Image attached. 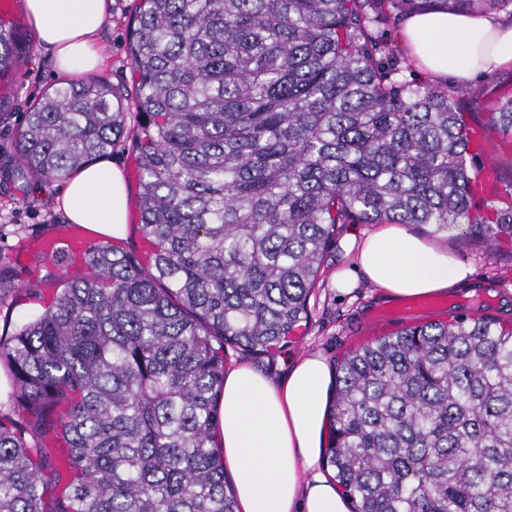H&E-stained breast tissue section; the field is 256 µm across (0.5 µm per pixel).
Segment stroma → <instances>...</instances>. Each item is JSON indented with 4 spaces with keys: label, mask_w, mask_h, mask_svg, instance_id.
Segmentation results:
<instances>
[{
    "label": "stroma",
    "mask_w": 512,
    "mask_h": 512,
    "mask_svg": "<svg viewBox=\"0 0 512 512\" xmlns=\"http://www.w3.org/2000/svg\"><path fill=\"white\" fill-rule=\"evenodd\" d=\"M134 8V0H112V16L97 39L103 64L93 69L92 74L119 88L124 96L126 130L109 157L122 168L130 191L135 194L139 187L132 138L138 118L128 57V32ZM17 32L20 60L7 76V92H0V224H24L28 230L0 239V263L9 267L15 282L22 285L21 290L0 299V326L32 320L50 300L55 281L79 276L85 271L83 261L71 254L55 258L39 249L41 241L61 236L68 226L56 205L64 183L60 180L44 182L21 169L17 142L26 112L44 93L58 86L60 79L55 76L51 61L28 22H21ZM462 91V106L468 114L469 125L487 126L492 112L512 97V67L485 79L473 80L463 86ZM371 230L368 224L337 225L310 296L309 320L297 336L270 356L246 355L226 347L225 366L247 363L277 381L287 375L295 357L318 353L334 364L375 338L426 322L425 314L403 312L402 301L383 298L379 290L366 281H358L348 293L336 289L332 281L334 273L349 264L342 249L344 237ZM434 244L468 262L474 269L468 285L456 288L453 295L433 299L439 319H447L449 311L469 313L481 305L487 314L512 320V245L489 256L479 244L456 235L435 239Z\"/></svg>",
    "instance_id": "1"
}]
</instances>
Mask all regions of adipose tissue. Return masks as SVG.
<instances>
[{
    "mask_svg": "<svg viewBox=\"0 0 512 512\" xmlns=\"http://www.w3.org/2000/svg\"><path fill=\"white\" fill-rule=\"evenodd\" d=\"M112 0H23L40 47L57 75L90 71L101 63L96 35ZM410 55L424 72L470 82L512 65V26L492 14L436 9L410 15L401 29ZM60 205L70 223L104 238L128 234V188L120 167L98 160L71 172ZM351 267L336 271L340 290L358 277L386 298L448 294L474 273L401 224H387L344 243ZM334 369L318 354L295 359L287 377L273 381L240 363L224 372L220 428L215 442L235 477L237 512H350V500L320 468L327 401Z\"/></svg>",
    "mask_w": 512,
    "mask_h": 512,
    "instance_id": "adipose-tissue-1",
    "label": "adipose tissue"
}]
</instances>
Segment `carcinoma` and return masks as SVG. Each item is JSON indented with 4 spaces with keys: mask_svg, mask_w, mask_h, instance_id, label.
Masks as SVG:
<instances>
[{
    "mask_svg": "<svg viewBox=\"0 0 512 512\" xmlns=\"http://www.w3.org/2000/svg\"><path fill=\"white\" fill-rule=\"evenodd\" d=\"M458 11L512 0H448ZM418 0H140L130 61L148 257L92 243L35 319L0 333V512H235L214 438L225 346L268 355L309 318L338 224L456 231L493 254L462 92L407 79L386 38ZM18 37L0 24V75ZM121 91L32 106L22 168L112 150ZM512 134V97L492 113ZM324 462L353 512H512V323L459 313L336 366ZM56 437L64 463L42 440Z\"/></svg>",
    "mask_w": 512,
    "mask_h": 512,
    "instance_id": "cac0c4a2",
    "label": "carcinoma"
}]
</instances>
